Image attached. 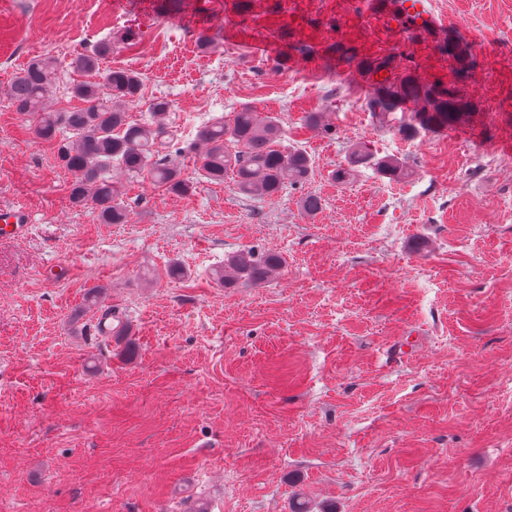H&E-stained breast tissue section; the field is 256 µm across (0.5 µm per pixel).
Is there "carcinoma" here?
<instances>
[{
  "mask_svg": "<svg viewBox=\"0 0 512 512\" xmlns=\"http://www.w3.org/2000/svg\"><path fill=\"white\" fill-rule=\"evenodd\" d=\"M456 81L424 83L411 70L395 72L394 57L375 56L359 62L364 72L378 77L377 89L367 101L373 118L385 122L390 114L408 102L422 103L411 121L399 132L413 138L419 130L445 129L457 124L474 105L458 85L473 64L469 47L450 41L444 48ZM112 54V41L96 42L90 49L72 56L68 67L89 76L71 85V97L82 102L73 109L48 111L44 101L52 92L59 65L50 56L32 59L16 74L9 98L16 111L33 118L34 134L51 144L58 164L72 176L71 199L76 204L91 203L104 224H124L129 209L125 192L112 179L111 171L119 168L132 178H147L175 195L194 191V182L184 175L176 162L183 152L181 140L166 123L172 103L164 97L149 105L152 121L135 123L125 105L140 99L142 79L128 69H104L102 64ZM206 150L197 164L204 177L214 183L224 182V175H235L238 192L248 197H272L289 185L307 181L312 160L301 148L282 151L280 119L261 116L244 106L232 118H216L198 132ZM361 164H371L384 175L405 174L403 161L396 157H379L368 147L358 144L349 161L331 172L338 184L351 183ZM282 266L281 257L272 252L258 254L240 250L224 260V267L214 270L215 279L228 286L244 279L265 281Z\"/></svg>",
  "mask_w": 512,
  "mask_h": 512,
  "instance_id": "cac0c4a2",
  "label": "carcinoma"
}]
</instances>
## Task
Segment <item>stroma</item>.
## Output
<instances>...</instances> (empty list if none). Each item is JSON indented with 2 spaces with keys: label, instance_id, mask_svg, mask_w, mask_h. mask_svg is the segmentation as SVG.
<instances>
[{
  "label": "stroma",
  "instance_id": "stroma-1",
  "mask_svg": "<svg viewBox=\"0 0 512 512\" xmlns=\"http://www.w3.org/2000/svg\"><path fill=\"white\" fill-rule=\"evenodd\" d=\"M447 29L401 30L368 0H0V512H512V0H434ZM107 67L172 101L180 137L242 106L280 118L308 180L273 198L197 175L195 192L126 182L129 218L102 223L7 91L36 56L61 63L124 28ZM216 42L201 50L198 33ZM474 63L475 109L403 138L378 125L370 77L341 49L453 82L448 41ZM320 112L329 133L308 128ZM404 159L397 179L332 170L354 143ZM321 197L315 216L300 199ZM274 252V278L224 288L210 272ZM178 262L185 277L167 276ZM122 313L102 336L86 294ZM412 343L405 360L390 349ZM29 214L20 207L0 209V236H12L20 233L29 224Z\"/></svg>",
  "mask_w": 512,
  "mask_h": 512
}]
</instances>
